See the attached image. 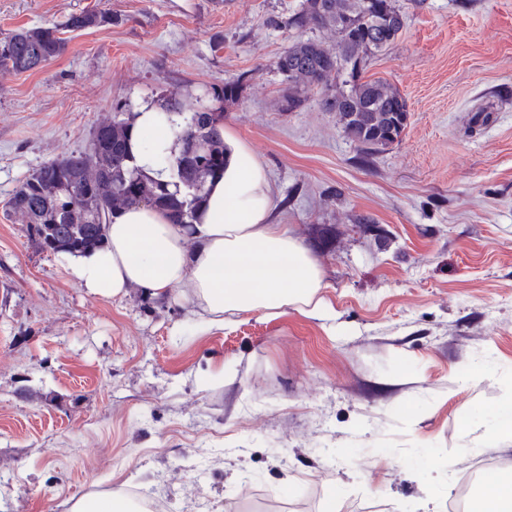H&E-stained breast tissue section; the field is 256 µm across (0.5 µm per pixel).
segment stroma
Instances as JSON below:
<instances>
[{"label":"stroma","mask_w":512,"mask_h":512,"mask_svg":"<svg viewBox=\"0 0 512 512\" xmlns=\"http://www.w3.org/2000/svg\"><path fill=\"white\" fill-rule=\"evenodd\" d=\"M300 2L0 0V34L118 18L0 77V512L110 490L164 512H446L461 472L512 459V435L487 438L512 401V0H398L405 27L365 75L400 90L409 121L370 155L316 92L284 102L275 61ZM236 80L224 127L322 267L327 316L202 334L179 294H86L6 217L19 183L88 148L116 104L176 89L195 107ZM228 360L234 381L214 382Z\"/></svg>","instance_id":"obj_1"}]
</instances>
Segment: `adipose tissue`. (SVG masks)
Wrapping results in <instances>:
<instances>
[{
	"instance_id": "1",
	"label": "adipose tissue",
	"mask_w": 512,
	"mask_h": 512,
	"mask_svg": "<svg viewBox=\"0 0 512 512\" xmlns=\"http://www.w3.org/2000/svg\"><path fill=\"white\" fill-rule=\"evenodd\" d=\"M130 136L134 165L159 178L155 157L171 149L173 134L161 126L155 105L137 108ZM224 143V173L210 183L193 223H170L164 212L147 206L121 209L101 247L59 253V266L102 298L136 288L160 299L185 288L184 299L204 331L258 312L273 319L288 307L323 315L328 304L321 266L288 229L272 223L271 187L255 153L229 130Z\"/></svg>"
}]
</instances>
